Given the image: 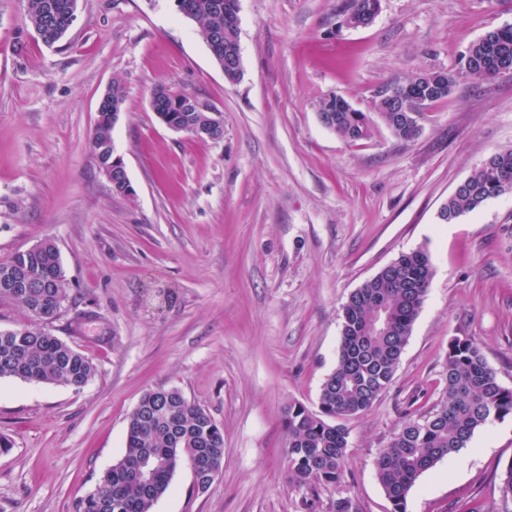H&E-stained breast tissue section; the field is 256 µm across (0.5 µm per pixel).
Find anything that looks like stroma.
I'll return each mask as SVG.
<instances>
[{
    "label": "stroma",
    "instance_id": "stroma-1",
    "mask_svg": "<svg viewBox=\"0 0 512 512\" xmlns=\"http://www.w3.org/2000/svg\"><path fill=\"white\" fill-rule=\"evenodd\" d=\"M344 0H239L243 74L225 81L174 0H77L47 46L23 0H0V258L50 238L70 299L50 329L88 356L84 388L0 379V512H77L122 456L141 396L175 387L224 429V466L203 492L181 462L153 512H391L375 459L439 404L449 342L471 339L512 389V194L451 223L442 204L492 153L512 147V75L459 81L401 140L373 92L455 67L512 0H380L352 28ZM121 79L112 131L135 190H112L89 139ZM218 110L222 139L166 128L157 87ZM332 95L369 116L349 143L318 111ZM434 276L393 381L346 419V482L309 494L288 476L289 405L317 410L334 369L342 307L401 253ZM512 417L477 430L411 490L407 512H497Z\"/></svg>",
    "mask_w": 512,
    "mask_h": 512
}]
</instances>
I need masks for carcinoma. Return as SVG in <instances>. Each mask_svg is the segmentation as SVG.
<instances>
[{
    "mask_svg": "<svg viewBox=\"0 0 512 512\" xmlns=\"http://www.w3.org/2000/svg\"><path fill=\"white\" fill-rule=\"evenodd\" d=\"M72 0H26V21L46 45L58 42L70 27ZM180 14L196 22L212 57L239 50V29L224 26V14L238 0H176ZM505 67L512 69V25L486 31L469 44L457 67L399 77L380 85L383 92L402 90L419 81L415 112H395L389 100L381 120L399 139L419 133L417 117L448 97L461 80L481 83ZM157 114H173L186 127L197 125L211 108L189 93L154 91ZM125 99L114 79L102 98L90 137L100 169L112 171V113ZM319 112H331L333 132L347 142L366 139L370 120L342 97L323 100ZM512 193V147L493 153L444 202L442 211L460 217L487 200ZM37 251H18L0 260V302L19 305L31 323L0 330V379L14 377L42 384L84 387L94 376L92 361L54 336L46 322L57 317L58 300L69 299V284L53 240ZM433 275L422 247L402 253L353 291L343 306L336 366L324 379L319 412L301 404L285 415L290 477L314 493L322 486L345 483L348 433L338 421L369 409L391 384L413 323ZM446 398L417 419L406 421L375 461L377 479L392 504L406 512L407 497L419 477L444 458L467 447L475 431L512 417V390L500 385L495 371L468 338L448 345L443 373ZM201 459L220 469L224 432L204 408L177 388L149 390L127 419L125 450L97 488L78 503V512H152L167 491L181 461Z\"/></svg>",
    "mask_w": 512,
    "mask_h": 512,
    "instance_id": "cac0c4a2",
    "label": "carcinoma"
}]
</instances>
